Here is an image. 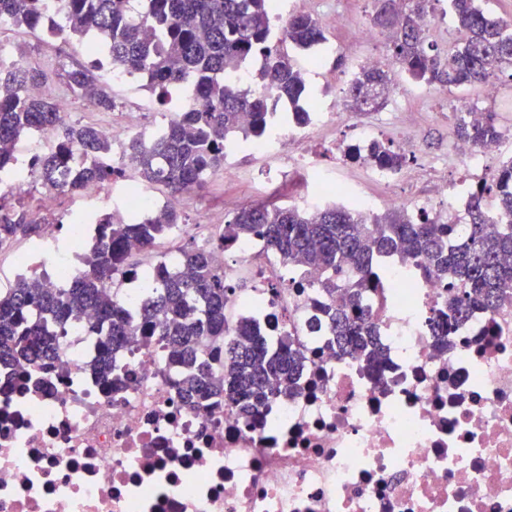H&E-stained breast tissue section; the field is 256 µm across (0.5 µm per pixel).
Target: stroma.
<instances>
[{"instance_id":"35a3bbf8","label":"stroma","mask_w":512,"mask_h":512,"mask_svg":"<svg viewBox=\"0 0 512 512\" xmlns=\"http://www.w3.org/2000/svg\"><path fill=\"white\" fill-rule=\"evenodd\" d=\"M290 11L294 14L309 13L321 20L333 12H349L356 14L358 21L367 23L371 20L373 4L371 0H292ZM325 35L339 43L340 48L329 56L322 70L306 73L308 86L318 103L328 105L335 102L337 87L352 75L361 60L373 58L387 62L391 59L384 36L356 45L346 30L329 28ZM0 39L11 45L15 55H26L38 63L48 77L47 92L54 98L68 99L69 121L98 127L109 124L130 137L134 136L136 129L131 128V120H138L139 126L144 128L159 122L161 108L150 103L148 92L135 80L112 85L116 107L109 112L98 111L86 101L74 97L58 77L61 66L70 63L74 55L62 41L49 40L41 31L17 26L0 29ZM392 79L404 86L401 101H385L377 111L356 112L352 119L371 129L375 138L384 142L397 145L404 140H413L418 143L419 151L408 159L404 166L406 175L398 184L402 195H431L440 182L452 184L462 180V169L451 161L462 108L495 113L503 133L502 151L500 158L491 159V166H498L500 159L512 157V77L508 74L495 77V84L501 88L500 96L495 99L486 98L482 86L474 84L449 88L446 100L442 101L434 99L425 86L406 85V77L400 69H393ZM348 133L345 126L320 129L315 132L307 149L318 157L323 167L334 169L336 177L347 183L351 193L379 197L382 188L370 178L366 167L349 164L338 168L334 165L332 150ZM228 160L237 170L235 181H225L223 173L217 172L210 175L203 190L180 197L178 207L186 214L189 224H198L205 218L222 224L233 217L236 208L275 194L288 195V183L269 186L258 180L259 175L267 171L286 173L283 160L253 154L244 148L230 152ZM43 194V188L33 183L10 192L14 208L25 213L27 221L37 222L38 228L33 232L18 233L0 243L1 276L11 273L17 253L42 245L48 227L59 226L61 219L71 215H89L103 207L100 200L78 193H65L57 196L54 212L42 215L38 209Z\"/></svg>"}]
</instances>
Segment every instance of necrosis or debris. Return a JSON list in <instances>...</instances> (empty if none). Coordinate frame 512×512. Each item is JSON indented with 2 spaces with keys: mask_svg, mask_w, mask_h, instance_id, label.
Here are the masks:
<instances>
[{
  "mask_svg": "<svg viewBox=\"0 0 512 512\" xmlns=\"http://www.w3.org/2000/svg\"><path fill=\"white\" fill-rule=\"evenodd\" d=\"M347 120L337 106L311 111L254 148L305 167L292 146ZM497 151L456 142L465 182L432 197H404L399 172L368 169L380 205L443 214L462 233L467 191ZM197 237L225 282L250 285L249 298L226 300V324L269 342L297 337L306 362L295 393L248 423L220 398L187 403L186 368L159 337L106 354L74 322L50 360L0 370V512H512V297L445 341L430 326L448 303L443 284L393 263L391 282L364 302L382 352L374 372L359 354L337 355L320 316L341 297L320 295L317 273L280 263L257 239L217 243L205 223ZM56 243L19 254L17 274L74 270L77 248ZM104 357L108 384L94 369Z\"/></svg>",
  "mask_w": 512,
  "mask_h": 512,
  "instance_id": "obj_1",
  "label": "necrosis or debris"
}]
</instances>
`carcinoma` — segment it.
<instances>
[{
  "label": "carcinoma",
  "mask_w": 512,
  "mask_h": 512,
  "mask_svg": "<svg viewBox=\"0 0 512 512\" xmlns=\"http://www.w3.org/2000/svg\"><path fill=\"white\" fill-rule=\"evenodd\" d=\"M430 3L412 0L402 9L397 0H373V25L388 34L391 58L409 79L449 87L486 83L512 66V25L489 18L475 0H450L464 39L444 57L433 52L418 23ZM50 8L48 0H0V22L41 29ZM276 11L273 0H65V21L56 27L61 41L78 46L96 36L95 45L112 65L146 78V89L164 109L170 91H187L164 129L149 140L131 138L124 150L140 177L132 186L161 185L171 202L157 218L116 208L98 212L94 241L68 287L47 288L34 276L19 277L0 291V365L22 370L49 358L55 336L90 309L88 327L105 336L107 352L126 336L163 337L189 366L183 390L190 402L222 397L249 422L267 399L292 390L304 365L293 337H281L273 352L249 328L228 327L224 303L237 289L203 248L181 252L184 274L162 263L138 272L141 282L155 288L134 318L114 304L111 285L113 274L130 269L132 242L151 244L184 224L175 204L179 196L224 169L229 149L266 134L272 101L285 99L303 111L310 93L295 55L325 41V32L309 14L291 15L277 28ZM60 78L93 107H115L98 66L72 64L61 68ZM390 84L388 71L361 66L349 98L360 111H375ZM41 131L57 135L54 148L31 165L32 182L46 192H74L125 174L124 167L104 163L112 156V140L99 128L66 120L36 64L0 65V174L17 166L10 146ZM457 136L479 145L502 133L494 113L485 112L479 122L459 119ZM369 160L398 170L406 155L377 140ZM468 215L465 235L456 240L452 225L404 208L364 217L354 207L328 204L311 219L297 207L266 201L240 209L221 239L258 237L282 262L323 273L317 291L344 297L343 304L324 310L339 352L363 353L375 368L379 352L363 298L373 279H387L374 266L376 255L394 254L447 284L448 333L512 290V158L470 193ZM30 229L0 193V242ZM215 350L224 355L221 373L209 367Z\"/></svg>",
  "instance_id": "cac0c4a2"
}]
</instances>
